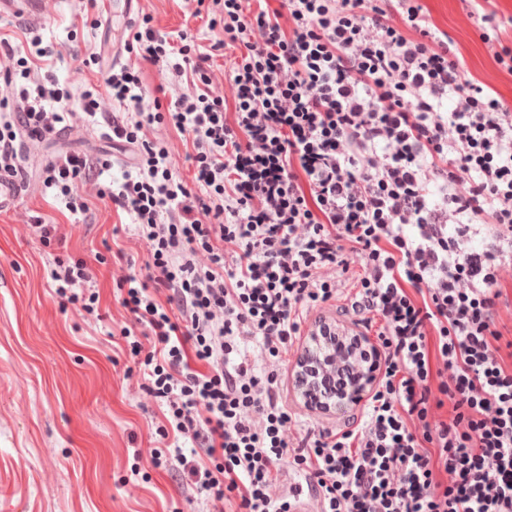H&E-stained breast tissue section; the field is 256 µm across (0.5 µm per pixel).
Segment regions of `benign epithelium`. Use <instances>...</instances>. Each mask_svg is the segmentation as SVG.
I'll list each match as a JSON object with an SVG mask.
<instances>
[{"mask_svg": "<svg viewBox=\"0 0 512 512\" xmlns=\"http://www.w3.org/2000/svg\"><path fill=\"white\" fill-rule=\"evenodd\" d=\"M358 342L359 339L353 337L347 346L333 349L328 344H322L318 334L308 336L296 358L294 371L297 392L309 407L323 411L340 410L364 400L368 388L374 383L372 371L354 368L347 385L336 394L321 393L315 380L317 375L327 373L330 367L336 365L337 360L352 358Z\"/></svg>", "mask_w": 512, "mask_h": 512, "instance_id": "7a95c632", "label": "benign epithelium"}]
</instances>
